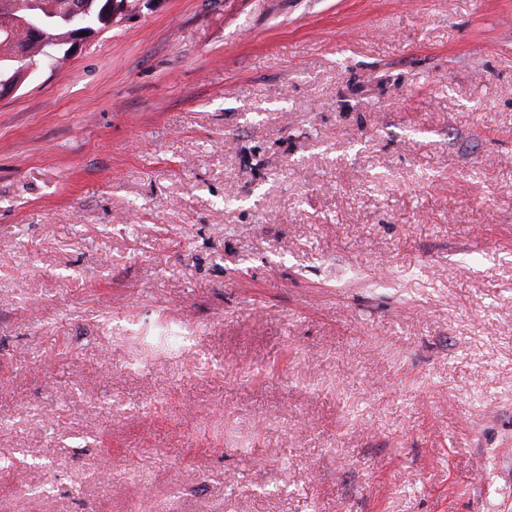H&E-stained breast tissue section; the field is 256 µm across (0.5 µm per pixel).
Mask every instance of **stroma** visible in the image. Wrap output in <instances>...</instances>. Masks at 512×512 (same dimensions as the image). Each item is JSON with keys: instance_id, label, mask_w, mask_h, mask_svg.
<instances>
[{"instance_id": "1", "label": "stroma", "mask_w": 512, "mask_h": 512, "mask_svg": "<svg viewBox=\"0 0 512 512\" xmlns=\"http://www.w3.org/2000/svg\"><path fill=\"white\" fill-rule=\"evenodd\" d=\"M0 512H512V0H129L0 99Z\"/></svg>"}]
</instances>
